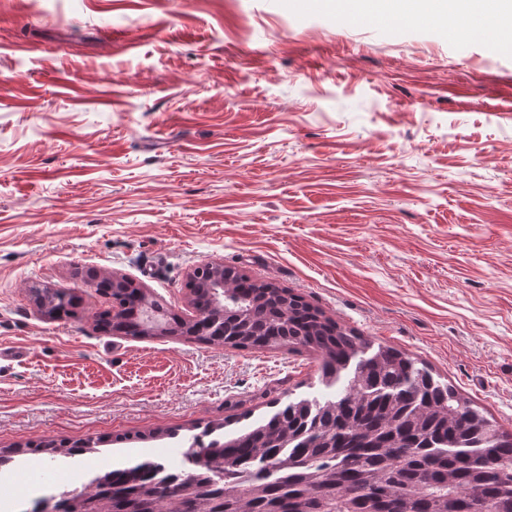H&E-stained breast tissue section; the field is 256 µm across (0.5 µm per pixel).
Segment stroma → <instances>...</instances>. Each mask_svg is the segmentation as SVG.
<instances>
[{
    "label": "stroma",
    "mask_w": 512,
    "mask_h": 512,
    "mask_svg": "<svg viewBox=\"0 0 512 512\" xmlns=\"http://www.w3.org/2000/svg\"><path fill=\"white\" fill-rule=\"evenodd\" d=\"M398 348L512 432V52L300 0H0V448L37 497L323 397L315 353L101 332L203 262ZM72 293L52 319L33 291ZM129 435L126 443L116 442ZM117 279H112V288H123L125 291L111 293L112 299L117 306L99 314L97 319L98 325L102 324L106 330L122 333L126 336H146L141 335L144 330L142 326L145 321L138 294L141 288H124L127 287L126 283L123 280ZM118 307H122L127 315L120 321H114L112 316L116 317L120 313ZM96 443L91 440L68 441L65 439L41 440L26 446V448H5L0 449V472L7 468L18 456L34 454L45 455L51 461L57 457L72 459L93 452Z\"/></svg>",
    "instance_id": "35a3bbf8"
}]
</instances>
